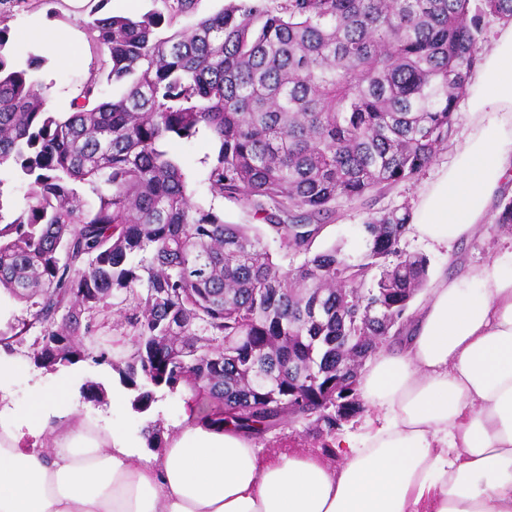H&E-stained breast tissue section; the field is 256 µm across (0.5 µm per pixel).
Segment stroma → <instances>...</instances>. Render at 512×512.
Returning a JSON list of instances; mask_svg holds the SVG:
<instances>
[{
  "label": "stroma",
  "mask_w": 512,
  "mask_h": 512,
  "mask_svg": "<svg viewBox=\"0 0 512 512\" xmlns=\"http://www.w3.org/2000/svg\"><path fill=\"white\" fill-rule=\"evenodd\" d=\"M91 8V0H29L28 7L16 10L10 20L11 28L18 31L53 30L58 41L69 47L70 56L64 61L59 60L55 48L45 47L35 40L15 50L18 60L22 62L31 54L45 57L46 63L39 76L47 85L45 97L55 99V110L59 113L69 111L71 99L77 96L90 76L102 73L104 54L95 48L89 30ZM456 112L457 121L453 133L435 161L415 180L401 184L381 196L375 205L376 210L414 207L420 190L434 182L442 170L451 164L470 131L467 97L458 99ZM169 150L183 164L188 175V189L195 202L205 206L214 205L216 210L223 212L228 223H252L253 217L242 202L213 194L206 182L205 160L213 156L215 151L206 136L171 142ZM504 237V231L488 218L478 233L446 249L413 235L406 236L401 246L408 252L427 256L430 260L429 276L434 279L443 273L454 274L459 268H476L491 260L504 247ZM186 396L183 390L173 394L158 392L156 402L143 413L134 412L124 400L116 405L84 401L80 407L82 411L101 414L109 422L123 428L129 438L138 441L142 438V428L148 423L157 421L166 429L180 423L181 405ZM259 446L263 453L269 455L316 454L320 451L318 443L300 424L283 426L267 435Z\"/></svg>",
  "instance_id": "obj_1"
}]
</instances>
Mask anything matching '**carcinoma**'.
Here are the masks:
<instances>
[{
    "label": "carcinoma",
    "instance_id": "1",
    "mask_svg": "<svg viewBox=\"0 0 512 512\" xmlns=\"http://www.w3.org/2000/svg\"><path fill=\"white\" fill-rule=\"evenodd\" d=\"M27 2L0 0V168L28 187L10 216L0 202V288L26 311L0 344L51 372L109 366L137 413L188 387L200 423L254 440L299 423L331 451L365 412V363L403 340L429 259L400 248L405 207L355 225L354 252L315 244L343 205L369 208L433 163L484 19L511 20L512 0H230L184 29L197 0L96 16L106 80L124 91L100 100L94 75L62 116L44 109L46 59L13 55L7 21ZM201 132L216 145L210 189L243 201L299 265L192 200L166 145ZM494 223L512 229V197ZM111 305L122 352L99 334ZM162 434L143 429L150 448Z\"/></svg>",
    "mask_w": 512,
    "mask_h": 512
}]
</instances>
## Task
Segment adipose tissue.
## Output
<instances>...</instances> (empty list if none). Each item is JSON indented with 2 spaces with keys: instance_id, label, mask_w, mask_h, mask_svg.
<instances>
[{
  "instance_id": "ef3b65f1",
  "label": "adipose tissue",
  "mask_w": 512,
  "mask_h": 512,
  "mask_svg": "<svg viewBox=\"0 0 512 512\" xmlns=\"http://www.w3.org/2000/svg\"><path fill=\"white\" fill-rule=\"evenodd\" d=\"M471 129L419 194L411 229L450 246L512 181V25L482 51ZM25 357L0 346V512H512V247L436 278L403 344L362 373L370 409L338 436L339 466L267 457L231 426L183 420L150 453L79 412L67 372L19 414Z\"/></svg>"
}]
</instances>
